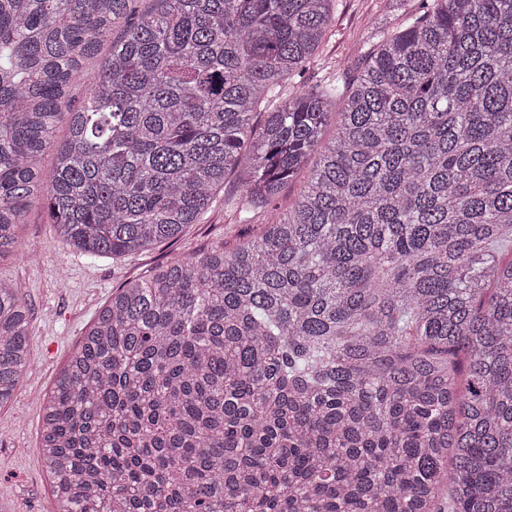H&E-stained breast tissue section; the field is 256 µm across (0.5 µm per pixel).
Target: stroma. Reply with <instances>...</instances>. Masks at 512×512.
<instances>
[{
  "label": "stroma",
  "instance_id": "obj_1",
  "mask_svg": "<svg viewBox=\"0 0 512 512\" xmlns=\"http://www.w3.org/2000/svg\"><path fill=\"white\" fill-rule=\"evenodd\" d=\"M397 17L388 0H339L334 29L305 82L320 83L338 62L364 59L372 48L368 33L394 25ZM265 216L260 210L254 223H230L219 192L212 210L175 241L116 259H91L59 236L42 202L30 205L18 230L19 251L0 262V280L17 288L31 311L28 362L11 400L0 408V512H54L38 450L42 398L113 291L173 257L233 249L259 232Z\"/></svg>",
  "mask_w": 512,
  "mask_h": 512
}]
</instances>
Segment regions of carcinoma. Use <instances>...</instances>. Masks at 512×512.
<instances>
[{
	"label": "carcinoma",
	"mask_w": 512,
	"mask_h": 512,
	"mask_svg": "<svg viewBox=\"0 0 512 512\" xmlns=\"http://www.w3.org/2000/svg\"><path fill=\"white\" fill-rule=\"evenodd\" d=\"M137 2L0 0V260L37 200L121 257L233 173L237 224L307 178L112 292L43 397L58 512H512V0H428L313 86L336 0ZM29 322L0 281V408Z\"/></svg>",
	"instance_id": "1"
}]
</instances>
